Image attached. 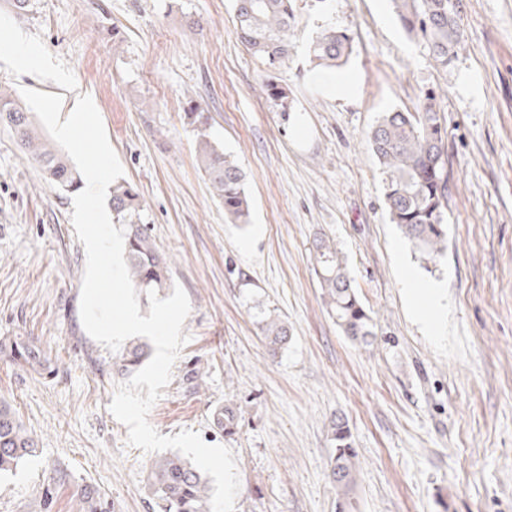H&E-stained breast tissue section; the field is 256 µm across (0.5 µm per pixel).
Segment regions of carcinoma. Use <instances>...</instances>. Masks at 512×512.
Here are the masks:
<instances>
[{
    "label": "carcinoma",
    "instance_id": "cac0c4a2",
    "mask_svg": "<svg viewBox=\"0 0 512 512\" xmlns=\"http://www.w3.org/2000/svg\"><path fill=\"white\" fill-rule=\"evenodd\" d=\"M395 16L405 30L423 42L431 60L446 70L455 61L464 38L463 0H390ZM240 41L269 70L277 69L291 50L293 0H233ZM350 36L335 28L312 40L308 54L315 65L343 66L351 53ZM268 98L290 110L288 90L268 76L264 84ZM195 124V157L198 168L224 204V216L233 224H246L250 201L246 175L237 162L220 152L209 138L208 118L190 112ZM0 123L9 127L20 146L40 166L46 178L62 188L81 187L80 174L69 160L45 141L34 126L30 112L12 93L0 89ZM447 129L440 115L438 96L429 92L414 111L392 110L367 133V140L385 177V200L392 223L429 262H436L448 249V227L444 209L448 204V170L445 139ZM112 218L125 229V259L135 287L161 291L171 284L169 260L159 252L147 225L133 221L141 207L137 189L129 183L112 186ZM315 272L328 313L351 342L362 347L375 340V324L350 285V277L336 245L320 238L313 256ZM268 353L276 357L288 345V322L278 314L263 313L256 321ZM36 369L41 354L28 341L0 342V354ZM150 354L148 344L131 342L115 362L121 374L137 371ZM215 425L233 435L238 426L236 408L226 405L214 413ZM336 455L330 484L338 512H356L359 474L358 452L345 422H333ZM37 443L11 405L0 401V475L13 473L36 456ZM147 484L153 512H211L209 481L191 463L177 454L159 459L150 469ZM82 512H102L98 492L80 490Z\"/></svg>",
    "mask_w": 512,
    "mask_h": 512
}]
</instances>
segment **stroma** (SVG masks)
<instances>
[{"label":"stroma","mask_w":512,"mask_h":512,"mask_svg":"<svg viewBox=\"0 0 512 512\" xmlns=\"http://www.w3.org/2000/svg\"><path fill=\"white\" fill-rule=\"evenodd\" d=\"M464 40L436 68L388 0H295L293 47L268 72L236 33L232 0H0V87L90 95L142 197L141 223L186 292L189 340L148 419L162 435L198 431L230 448L235 512H337L329 483L343 418L358 452L359 512H512V0H465ZM346 31L342 67L307 46ZM21 34L37 58L21 67ZM287 88L289 116L266 97ZM439 94L447 127L448 249L426 262L390 221L366 134L384 112ZM198 106L216 147L244 170L250 221L233 224L195 160L187 117ZM73 195L45 181L0 125V339L42 352L35 372L0 356L7 400L39 451L0 478V512H81L98 490L109 512H150L157 460L128 445L109 410L123 377L85 331L86 254ZM329 237L376 324L361 348L326 311L313 245ZM408 265L442 287L441 330L419 321L400 277ZM276 311L288 347L267 353L257 308ZM236 434L213 424L224 404Z\"/></svg>","instance_id":"35a3bbf8"}]
</instances>
